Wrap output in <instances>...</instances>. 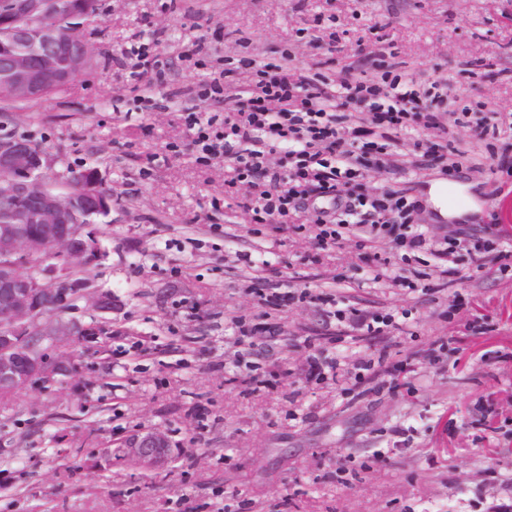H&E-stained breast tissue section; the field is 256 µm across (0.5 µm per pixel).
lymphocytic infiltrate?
I'll return each mask as SVG.
<instances>
[{
  "label": "lymphocytic infiltrate",
  "mask_w": 512,
  "mask_h": 512,
  "mask_svg": "<svg viewBox=\"0 0 512 512\" xmlns=\"http://www.w3.org/2000/svg\"><path fill=\"white\" fill-rule=\"evenodd\" d=\"M256 74L243 86L216 79L197 91L200 100L223 104L227 117L187 116L200 160L220 155L228 160L231 184L252 189L256 218L285 224L316 198H331L332 209L316 219L318 240L325 245L338 240V227L347 218L360 224L374 215L386 224H410L415 206L400 191L374 197L346 192V184L361 177L366 154L377 153L378 165L395 171L422 168L427 160L447 161L455 171L465 158L448 139L455 112L417 111L412 79L386 72L377 79L351 74L338 83L314 68L297 67L287 54L276 65H257ZM349 101L370 108L351 130L363 140L357 150L346 147L336 129V111ZM414 124L439 135L420 159L405 158L401 150L400 133ZM274 142L288 145V168L282 173L269 166L268 147Z\"/></svg>",
  "instance_id": "lymphocytic-infiltrate-1"
}]
</instances>
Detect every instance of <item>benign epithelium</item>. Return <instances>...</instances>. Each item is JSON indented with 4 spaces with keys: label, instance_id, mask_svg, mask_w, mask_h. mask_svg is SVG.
<instances>
[{
    "label": "benign epithelium",
    "instance_id": "benign-epithelium-1",
    "mask_svg": "<svg viewBox=\"0 0 512 512\" xmlns=\"http://www.w3.org/2000/svg\"><path fill=\"white\" fill-rule=\"evenodd\" d=\"M97 14L92 0H6L0 33L9 47L0 52V99L25 103L51 88L66 89L94 63L87 28ZM54 165L35 141L0 138V393L71 372L67 355L50 360L27 337L33 324L81 288L72 272L101 255L85 228L112 211L98 170L73 175V190L52 181ZM53 258L58 263H49ZM122 453L137 468L155 472L175 457L168 434L157 428L129 435Z\"/></svg>",
    "mask_w": 512,
    "mask_h": 512
}]
</instances>
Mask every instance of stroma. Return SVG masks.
Listing matches in <instances>:
<instances>
[{
    "instance_id": "35a3bbf8",
    "label": "stroma",
    "mask_w": 512,
    "mask_h": 512,
    "mask_svg": "<svg viewBox=\"0 0 512 512\" xmlns=\"http://www.w3.org/2000/svg\"><path fill=\"white\" fill-rule=\"evenodd\" d=\"M88 34L95 67L0 110V133L111 187L94 226L104 255L83 279L113 307L63 308L77 331L46 353L69 356L72 374L0 406V512H512V233L499 242L510 259L479 268L469 255L512 199V0H100ZM143 43L158 67L136 75L126 53ZM285 51L338 81L433 77L454 109L493 113L488 144L451 125L468 152L459 173L362 170L366 195L406 190L428 246L402 255L367 224L324 247L309 215L285 231L255 223L224 159L199 164L185 113L221 106L191 89L217 61L243 85L254 72L239 59ZM441 182L461 186V215L433 203ZM445 239L458 245L446 262L431 249ZM388 261L412 288L381 280ZM261 288L296 297L265 305ZM333 305L394 313L403 329L358 338ZM478 315L484 333L465 334ZM369 358L381 372L356 380ZM313 359L339 369L311 375ZM147 428L176 451L158 474L115 460Z\"/></svg>"
}]
</instances>
